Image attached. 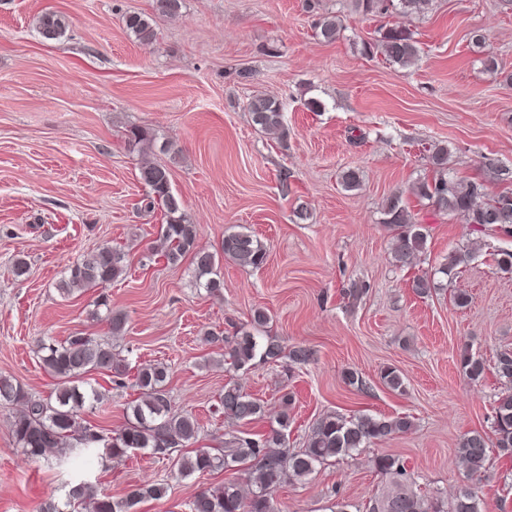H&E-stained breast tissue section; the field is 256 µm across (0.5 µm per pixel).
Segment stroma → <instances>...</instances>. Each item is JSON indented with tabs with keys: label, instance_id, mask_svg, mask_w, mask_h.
<instances>
[{
	"label": "stroma",
	"instance_id": "35a3bbf8",
	"mask_svg": "<svg viewBox=\"0 0 512 512\" xmlns=\"http://www.w3.org/2000/svg\"><path fill=\"white\" fill-rule=\"evenodd\" d=\"M307 4L183 0L180 15L158 20L157 37L146 44L124 17L151 15L152 0H0V376L47 397L55 381L37 339L111 338L107 324L90 316L104 297L127 317L115 339L125 385L88 374L109 396L104 408L86 412L91 425L120 429L138 396V366L162 362L173 405L201 427V448L218 446L231 430L216 411L231 380L266 409L245 433H268L284 408L296 449L327 413L413 421L409 433L278 488L277 512H333L341 499L364 507L389 482L370 462L381 453L400 456L417 489L448 501L469 483L459 442L490 431L502 389L496 355L512 350V273L491 258L512 252V234L473 231L434 212L411 187L433 177L426 149L442 144L456 176L485 182L494 195L512 190V0H432L411 16L366 15L351 0H319L316 13ZM48 11L68 23L54 42L35 25ZM321 13L341 22L334 42L315 35ZM393 25L408 29L420 48L409 67L363 51L380 27ZM488 57L495 68L485 66ZM256 95L281 103L279 138L253 125L246 106ZM312 100L321 111L309 109ZM135 126L152 133V158L169 167L198 226V248L219 251L225 231L243 225L267 249L261 268L223 260L224 287L212 295L197 287L190 259L171 264L152 254L163 216L145 208L141 155L128 143ZM490 162L508 179L489 174ZM349 168L362 174L358 190L340 183ZM396 192L427 234L413 267L393 264V231L381 222ZM471 241L483 248L457 267L450 288L413 291L415 277ZM103 245L124 251L123 275L60 295L67 268ZM19 254L29 267L20 277L13 272ZM456 288L468 294L467 307L454 305ZM258 308L269 314L268 334L283 353L234 368L222 360L225 345ZM209 330L222 341L207 342ZM297 347L311 349L312 358L294 362ZM466 352L483 360L482 379L463 371ZM388 367L401 373L403 390L384 384ZM354 375L359 385L351 384ZM13 413L0 407V512H35L78 476L115 498L162 482L166 496L143 501L138 512H187L196 492L229 478L224 471L183 478L171 461L143 452L107 463L88 456L77 471L34 461L13 442ZM480 496L485 512H512V456L491 453Z\"/></svg>",
	"mask_w": 512,
	"mask_h": 512
}]
</instances>
